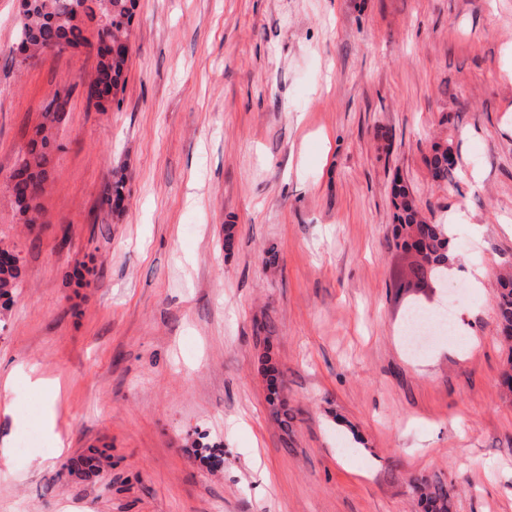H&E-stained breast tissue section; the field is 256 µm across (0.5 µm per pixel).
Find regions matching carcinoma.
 Listing matches in <instances>:
<instances>
[{
    "instance_id": "1",
    "label": "carcinoma",
    "mask_w": 512,
    "mask_h": 512,
    "mask_svg": "<svg viewBox=\"0 0 512 512\" xmlns=\"http://www.w3.org/2000/svg\"><path fill=\"white\" fill-rule=\"evenodd\" d=\"M135 8L136 0H30L18 24L13 53L24 52L27 58L35 59L50 46L77 49L90 46L93 39L112 43V47L105 46L97 53L91 84L98 102L109 103L126 81L130 45L118 37L130 36ZM65 105L66 100L56 95L45 107L43 121L35 127L26 150L8 177V190L27 224L36 223L41 212L39 199L49 177L48 164L54 146L52 129L61 122ZM453 151L450 139L432 144L426 165L434 179H452L448 162ZM392 195L397 210L395 236L402 241L404 250L414 255L408 286L418 288L429 280L442 279L452 255L448 225L429 221L411 189L402 181H394ZM124 200L125 178L115 174L102 204L117 211L123 207ZM10 254L11 251L0 249V300L5 304L11 301L21 274L19 261L12 260ZM496 318L499 340L509 352L508 368L502 373L500 386L512 394V277L500 283ZM267 372L270 413L286 428L289 414L285 401L279 397L280 372L273 365L267 367ZM414 489L425 504V512H451L448 506L454 505V486L441 477L417 480Z\"/></svg>"
}]
</instances>
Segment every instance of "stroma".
Listing matches in <instances>:
<instances>
[{
    "label": "stroma",
    "instance_id": "35a3bbf8",
    "mask_svg": "<svg viewBox=\"0 0 512 512\" xmlns=\"http://www.w3.org/2000/svg\"><path fill=\"white\" fill-rule=\"evenodd\" d=\"M17 22L18 0H0V247L22 266L0 309V375L15 377L0 512H424L411 483L434 475L454 512H512L496 320L512 0H138L125 88L103 109L95 53L14 64ZM58 91L61 149L28 224L5 181ZM448 135L450 184L425 164ZM397 179L451 227L431 289L407 285ZM267 318L269 336L254 329ZM90 448L101 475L84 472ZM125 200V178L123 175L114 174L112 183L103 196L102 205L108 206L110 210H120ZM269 388L271 396L268 399L270 413L272 417L283 427H288L289 417L288 409L284 400L280 399V372L272 364L267 367Z\"/></svg>",
    "mask_w": 512,
    "mask_h": 512
}]
</instances>
